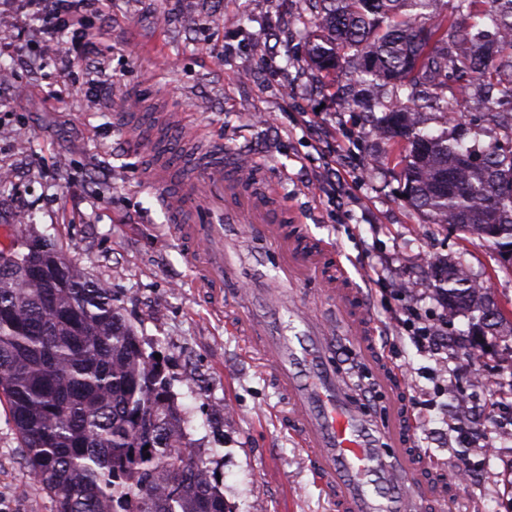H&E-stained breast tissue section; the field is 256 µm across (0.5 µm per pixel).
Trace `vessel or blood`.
Instances as JSON below:
<instances>
[{
  "label": "vessel or blood",
  "instance_id": "obj_1",
  "mask_svg": "<svg viewBox=\"0 0 512 512\" xmlns=\"http://www.w3.org/2000/svg\"><path fill=\"white\" fill-rule=\"evenodd\" d=\"M200 163L167 192L170 171L152 164L144 185L161 189L203 289L228 329L243 340L279 396L277 416L305 455L329 512H445L455 486L436 477L412 444L415 420L400 397L404 379L376 345L369 307L335 246L289 233L291 214L263 163L186 141ZM316 281L339 321L318 316L296 291ZM389 394L386 415L361 410L329 365L337 335Z\"/></svg>",
  "mask_w": 512,
  "mask_h": 512
}]
</instances>
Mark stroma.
I'll use <instances>...</instances> for the list:
<instances>
[{
  "instance_id": "35a3bbf8",
  "label": "stroma",
  "mask_w": 512,
  "mask_h": 512,
  "mask_svg": "<svg viewBox=\"0 0 512 512\" xmlns=\"http://www.w3.org/2000/svg\"><path fill=\"white\" fill-rule=\"evenodd\" d=\"M301 0H109L86 13L84 61L48 57L47 35L13 21L0 42V225L50 239L67 259L112 291L146 351L160 354L195 454L219 478L230 512H327L301 451L275 418L277 394L243 341L214 314L171 232L157 193L141 187L153 146L124 144L115 116L127 93L143 129L156 106L183 113L206 144L265 163L314 239L336 244L355 286L364 289L377 344L405 377L414 442L439 473L456 477L453 512H512V442L497 426L512 418V335L478 331L469 314L448 310L435 290L437 267L454 262L484 285L495 307L512 314V262L453 224H430L403 195L404 178L373 132L380 108L359 104L350 64L319 72L308 63ZM464 145L482 153L512 138V109L488 107L469 87ZM348 196L336 203L330 172ZM414 281L400 292L401 279ZM443 324L448 347L420 349L405 325L408 310ZM495 377L472 393L470 379ZM492 454H485V447ZM0 512H50L26 474L19 442L0 404Z\"/></svg>"
}]
</instances>
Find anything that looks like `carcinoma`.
<instances>
[{"label":"carcinoma","instance_id":"cac0c4a2","mask_svg":"<svg viewBox=\"0 0 512 512\" xmlns=\"http://www.w3.org/2000/svg\"><path fill=\"white\" fill-rule=\"evenodd\" d=\"M311 63L341 60L377 91L379 131L403 164L405 194L432 224H455L512 260V148L463 150L465 89L437 110L457 137L416 131L409 84L452 74L512 97V0H304ZM474 20L466 25L463 18ZM451 309L483 313V288L462 268H439ZM0 402L24 468L51 512H226L224 492L189 453L185 421L155 354L110 289L50 244L13 224L0 240Z\"/></svg>","mask_w":512,"mask_h":512}]
</instances>
